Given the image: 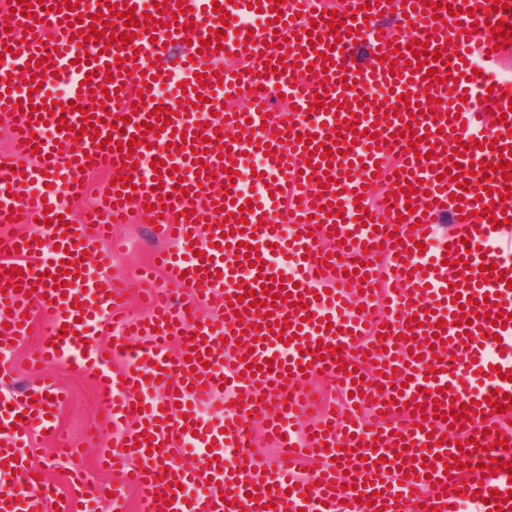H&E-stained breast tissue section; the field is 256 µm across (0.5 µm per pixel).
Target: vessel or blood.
Masks as SVG:
<instances>
[{
	"label": "vessel or blood",
	"instance_id": "vessel-or-blood-1",
	"mask_svg": "<svg viewBox=\"0 0 512 512\" xmlns=\"http://www.w3.org/2000/svg\"><path fill=\"white\" fill-rule=\"evenodd\" d=\"M34 15L18 13L11 0L12 22L0 30V41L17 51L26 68L21 76L0 64V114L10 118L17 144L0 154V223L17 224L49 217L46 234L36 240L15 236L0 248L17 250L18 275H0V343L26 336L27 313L39 307L52 313V328L33 351L32 362L74 364L93 377L113 418L134 414L149 435L136 445L127 432L113 450L103 452L102 466L118 471L122 485L112 487L111 512H124L123 488L141 492L140 512H449L452 504L479 495L489 506L512 512L502 495L512 491V430L503 427L506 413L487 414L489 403L512 396V179L501 172L473 175V167L512 162V82L496 77L503 38H490L489 23L512 26V5L491 11L492 0H342L353 13L350 26L333 31L325 0H230L225 10L237 19L252 18V32L226 31L225 49L202 48L224 29L212 0H79L77 10L64 0H30ZM134 7L132 41L105 46L79 44L78 30L89 29L92 14L108 5ZM410 7L402 16L401 7ZM458 15H449V8ZM154 18L157 26L145 25ZM357 30L350 38L349 30ZM316 37L308 52V37ZM426 42L439 52L435 74L412 65L409 39ZM341 51H328L331 43ZM368 50V65L354 64L356 46ZM405 49L396 57L393 46ZM237 54L247 70L233 76L227 54ZM297 66L284 74L271 67L284 54ZM90 63H83V56ZM45 67H38L39 59ZM331 60L322 69L323 60ZM211 74H204V67ZM69 84L73 105L64 115H43L29 127L23 110L42 106L49 91H30V77ZM189 91H182L181 82ZM171 87L170 98L143 99L142 86ZM279 88L296 113L272 112L270 91ZM371 88L376 108L364 112L362 88ZM387 89L389 98L379 97ZM242 95L246 108L227 106V96ZM189 108H182V101ZM170 107V124L153 134L141 121L155 107ZM419 118L407 129L406 117ZM129 117L124 130L116 117ZM67 130H60V123ZM93 123L101 138L128 143L138 139L132 184L121 193H106L101 209L113 218L125 216L128 203L145 209L146 220L167 244L157 260L163 281L143 278L140 294L150 309L148 321L130 326L146 338L144 347L125 351V368L112 372L98 344V327L111 322L121 285L92 284L82 258L95 252L102 269L112 266V251L99 247L104 225L76 221L69 200L84 191L83 169H107L110 178L124 176L122 151L98 148L89 137L73 132ZM345 133L333 162L323 158L328 129ZM219 139L224 156L208 152L207 139ZM310 146H303V139ZM495 147H487V140ZM265 160L259 191L240 183L250 157ZM163 159L157 174L162 193L152 192L151 174L143 164ZM453 168L450 178L439 169ZM219 172L230 192L210 193L201 185L203 169ZM331 178L323 186V178ZM384 179L395 202L381 204V216L367 213L370 186ZM251 205L246 226L223 218L218 209ZM464 207V218L436 236L440 214ZM193 214L181 221V211ZM505 213L508 222L494 226L491 216ZM75 226L66 233L65 223ZM468 254H459V246ZM256 248L255 265H237L246 247ZM380 248L383 268L361 266L346 274L347 262L364 249ZM288 259L291 274L281 272ZM466 266H458V259ZM70 268H63V260ZM498 275H491L489 265ZM67 285H52L58 275ZM297 288L308 302L310 318L300 319L281 301H264L268 285ZM388 287V310L375 309L380 287ZM493 295L486 303L485 295ZM465 297V306L456 297ZM211 302L216 319L193 324L185 298ZM471 316L468 327L454 325L456 312ZM508 313L506 325L492 318ZM416 317L410 327L408 317ZM288 322L283 336L272 329ZM416 343H409L407 333ZM240 334L241 344L225 357L223 342ZM339 354H332V347ZM324 358H317V351ZM343 363H336V356ZM257 366L246 369L244 357ZM277 358L272 371L267 359ZM378 362L377 384L362 383L364 362ZM323 374L350 393L351 413L339 419L327 414L309 426V410L320 397L303 389L305 379ZM161 391L154 399L153 391ZM246 397V405H225L220 425L207 426L197 408L219 392ZM61 391L45 381L35 398L0 402V512H44L56 496L45 486L39 498L25 493L38 483L30 463L31 438L49 432L46 409ZM443 411H436V402ZM467 409V420L453 412ZM261 415L281 455L269 459L252 448L250 425ZM446 437L437 445L438 437ZM237 452V466H227L226 450ZM190 456V464L180 456ZM433 459V470L416 467L410 475L388 472L395 456ZM313 457L321 466L313 488L300 486L298 463ZM499 458L500 470L483 476L480 468ZM467 459L468 469L454 468Z\"/></svg>",
	"mask_w": 512,
	"mask_h": 512
}]
</instances>
